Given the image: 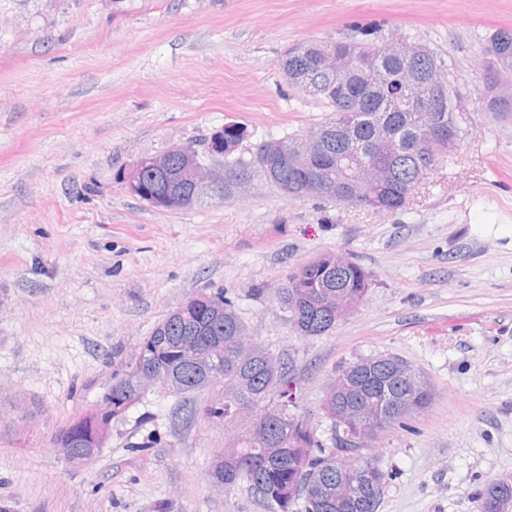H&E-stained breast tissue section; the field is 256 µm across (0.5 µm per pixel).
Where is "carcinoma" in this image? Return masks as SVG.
Returning <instances> with one entry per match:
<instances>
[{"label":"carcinoma","instance_id":"1","mask_svg":"<svg viewBox=\"0 0 512 512\" xmlns=\"http://www.w3.org/2000/svg\"><path fill=\"white\" fill-rule=\"evenodd\" d=\"M323 43L305 41L292 46L280 62L288 80L307 94L319 99L331 116L324 128L343 121L350 137L345 145L328 133L319 155H298L300 135L281 138L288 152L298 156L291 168L278 171L272 181L282 194L293 198H310L303 181V170L315 168L324 181L336 186L349 183L353 205L362 208L374 202L395 212L407 202L404 194L415 183L417 168L432 167L447 158L451 147L435 159L427 158V132L419 115L421 104L405 103L406 88L400 73L410 66L420 73L446 62L433 49L411 64L402 61L381 63V82H368L353 70L346 77V98L336 95L332 73L317 65V48ZM483 54L490 59L486 86L512 79V29H499L492 34ZM447 118L466 119V108L459 95L453 93L443 109ZM244 136V129L228 125L203 143L202 156L209 148L229 155ZM351 151L359 158L361 168L384 166L392 169L391 185L367 186L361 178L336 167V153ZM169 175L177 184L194 194L195 203L224 196L231 192L227 183L195 188L182 180L186 157L178 146L168 149ZM156 188L149 173L138 182L136 197L147 205L154 203ZM370 286V275L354 261L339 265L338 254L325 253L291 269L277 291L280 307L301 336H321L336 327V311L341 304L363 301ZM206 293L193 302L169 313L145 337L135 358L128 363L123 376L112 383V413L123 415L127 400L136 398L134 371L154 365L168 372L175 382L169 395L183 401L188 395L206 388H224V397L205 409L207 418L224 422V452L217 456L211 478L230 492L241 485L262 502L268 512H378L388 473L379 462L364 453L365 446L353 444L347 437L366 427L357 416L356 402H377L380 420L376 428H387L404 422L429 408L433 391L425 379L413 388L401 384L383 364H369L361 359L338 371L327 388L322 408L331 421L329 441L320 439L310 426L307 413L296 395L288 396V385L294 382L288 354H277L278 362L269 364L264 355L269 349L251 342L246 326L238 316L234 302L226 297L210 299L224 313L219 317L205 314ZM187 340L199 344L208 360L224 365V377L216 378L202 368L182 363L181 346ZM94 424L90 413L69 423L62 433L73 440L82 439ZM352 482L358 495L336 498V484ZM477 512H504L512 508V480L501 479L486 484L475 497Z\"/></svg>","mask_w":512,"mask_h":512}]
</instances>
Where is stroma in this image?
Segmentation results:
<instances>
[{
    "label": "stroma",
    "mask_w": 512,
    "mask_h": 512,
    "mask_svg": "<svg viewBox=\"0 0 512 512\" xmlns=\"http://www.w3.org/2000/svg\"><path fill=\"white\" fill-rule=\"evenodd\" d=\"M512 0H0V505L11 512H265L209 469L224 425L149 389L89 464L53 444L180 303L223 289L253 343L288 353L311 426L336 372L390 354L434 392L366 453L389 475L378 512H476L512 479V113L487 112L482 53ZM435 49L468 119L457 150L394 213L295 199L262 176L193 208L131 195L137 158L242 126L235 154L329 116L289 84L285 51L375 30ZM347 253L370 275L335 329L299 336L287 269ZM154 447H146L148 438Z\"/></svg>",
    "instance_id": "1"
}]
</instances>
